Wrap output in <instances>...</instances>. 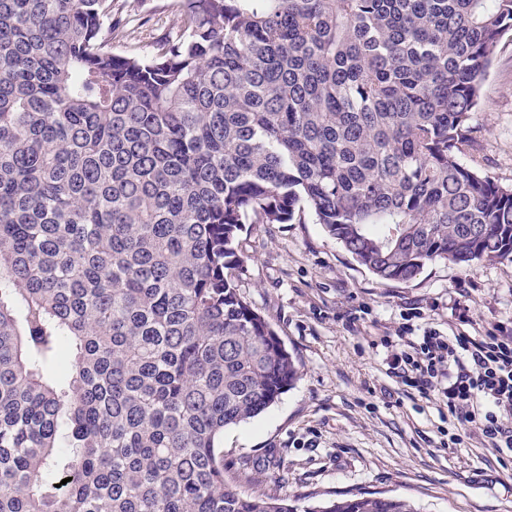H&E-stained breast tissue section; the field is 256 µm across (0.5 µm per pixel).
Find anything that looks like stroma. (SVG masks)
<instances>
[{
	"label": "stroma",
	"mask_w": 512,
	"mask_h": 512,
	"mask_svg": "<svg viewBox=\"0 0 512 512\" xmlns=\"http://www.w3.org/2000/svg\"><path fill=\"white\" fill-rule=\"evenodd\" d=\"M125 21L116 51L150 52L138 23L171 24L175 0H114ZM459 161L512 184V41L499 50ZM241 294L293 355L294 385L258 417L227 428L224 476L241 491L274 493L298 508L380 492L421 512H512V462L481 438L452 449L434 403L387 374L379 341L410 309L419 326L484 333L512 317V262L430 263L410 282L376 277L303 214L301 223L248 224ZM470 320L460 324V307Z\"/></svg>",
	"instance_id": "obj_1"
}]
</instances>
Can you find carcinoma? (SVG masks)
Here are the masks:
<instances>
[{
	"instance_id": "obj_1",
	"label": "carcinoma",
	"mask_w": 512,
	"mask_h": 512,
	"mask_svg": "<svg viewBox=\"0 0 512 512\" xmlns=\"http://www.w3.org/2000/svg\"><path fill=\"white\" fill-rule=\"evenodd\" d=\"M112 2L0 0V512H298L218 453L298 375L243 225L307 208L398 282L512 261V185L458 162L512 0H177L146 55Z\"/></svg>"
}]
</instances>
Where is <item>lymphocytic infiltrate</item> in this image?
<instances>
[{"mask_svg":"<svg viewBox=\"0 0 512 512\" xmlns=\"http://www.w3.org/2000/svg\"><path fill=\"white\" fill-rule=\"evenodd\" d=\"M384 342L390 376L455 417L451 445L474 430L498 456H512L511 318L482 336L405 323Z\"/></svg>","mask_w":512,"mask_h":512,"instance_id":"1","label":"lymphocytic infiltrate"}]
</instances>
